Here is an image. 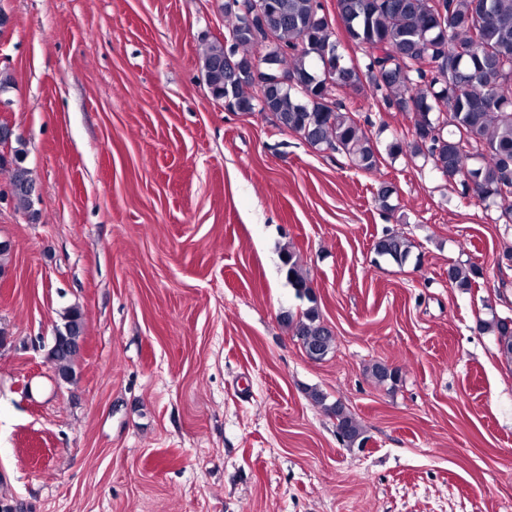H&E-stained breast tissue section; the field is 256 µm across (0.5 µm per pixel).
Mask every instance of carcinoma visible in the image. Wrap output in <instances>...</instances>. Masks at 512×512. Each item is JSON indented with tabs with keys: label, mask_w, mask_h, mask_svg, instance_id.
<instances>
[{
	"label": "carcinoma",
	"mask_w": 512,
	"mask_h": 512,
	"mask_svg": "<svg viewBox=\"0 0 512 512\" xmlns=\"http://www.w3.org/2000/svg\"><path fill=\"white\" fill-rule=\"evenodd\" d=\"M274 16L275 38L265 41L237 15L225 14L232 44L215 37L202 51V70L213 98L233 112H269L277 125L300 135L311 147L342 153L361 171L377 169L370 137L356 115L336 107L344 88L363 90L361 76L376 89L389 91L403 112L415 114L411 137L389 146L393 154L410 153L430 162L447 179L463 175L477 180L478 199L486 207L501 206L498 219L512 224V180L490 177L504 160H512V0H336V10L351 42L363 47L365 72L342 64L340 42L319 0H264ZM448 53V66L431 69ZM279 65L300 78L297 88L284 90L271 82L255 88L252 70L259 64ZM21 150L11 153L13 195L31 206L32 182ZM374 251L399 265L411 255L400 235L379 238ZM288 284L296 296L313 300L312 288L293 256L283 259ZM482 271L474 265L448 268V281L469 291ZM302 349L323 360L333 348L331 331L315 308L295 319L284 315ZM496 336L499 350L512 359V317L479 323ZM78 351L51 347L48 359L74 373ZM378 383H394L397 371L381 362L367 367ZM336 433L348 448L364 443L356 418L340 403L328 407Z\"/></svg>",
	"instance_id": "obj_1"
}]
</instances>
